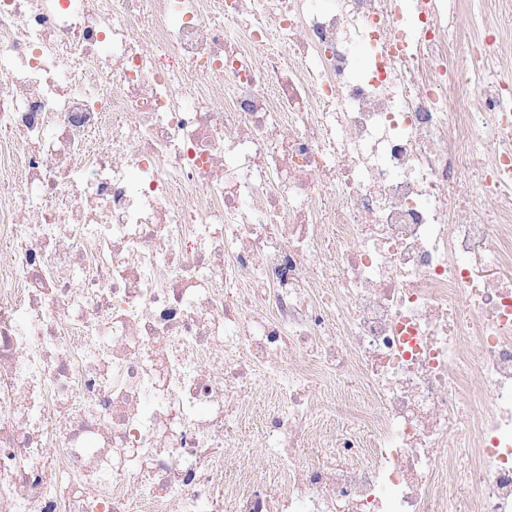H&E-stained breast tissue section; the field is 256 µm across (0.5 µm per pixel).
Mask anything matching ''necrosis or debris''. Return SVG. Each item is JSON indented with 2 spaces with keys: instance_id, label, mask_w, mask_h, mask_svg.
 Masks as SVG:
<instances>
[{
  "instance_id": "1",
  "label": "necrosis or debris",
  "mask_w": 512,
  "mask_h": 512,
  "mask_svg": "<svg viewBox=\"0 0 512 512\" xmlns=\"http://www.w3.org/2000/svg\"><path fill=\"white\" fill-rule=\"evenodd\" d=\"M482 7L0 0V512H512Z\"/></svg>"
}]
</instances>
